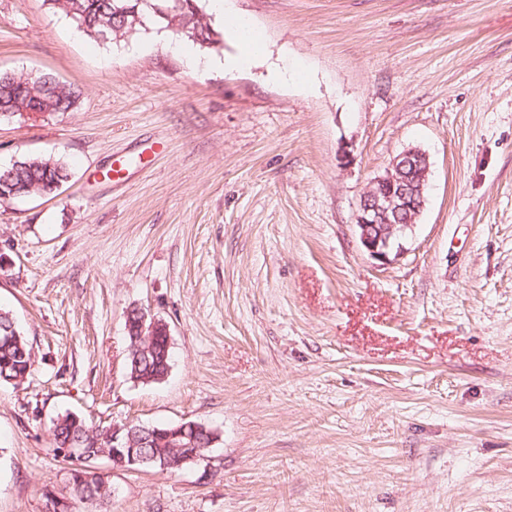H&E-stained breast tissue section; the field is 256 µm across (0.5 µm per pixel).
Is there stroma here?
Here are the masks:
<instances>
[{
	"mask_svg": "<svg viewBox=\"0 0 512 512\" xmlns=\"http://www.w3.org/2000/svg\"><path fill=\"white\" fill-rule=\"evenodd\" d=\"M226 2L264 52L206 72L170 32L100 42L0 0V70L81 91L0 121V167H70L0 202V308L34 356L0 385V512L68 494L67 411L218 435L172 473L99 461L112 512H512V0ZM410 148L427 200L381 266L354 213ZM133 309L168 325L161 382L127 375ZM68 178L67 168L60 159L23 156L11 166L0 168V201L51 195Z\"/></svg>",
	"mask_w": 512,
	"mask_h": 512,
	"instance_id": "35a3bbf8",
	"label": "stroma"
}]
</instances>
